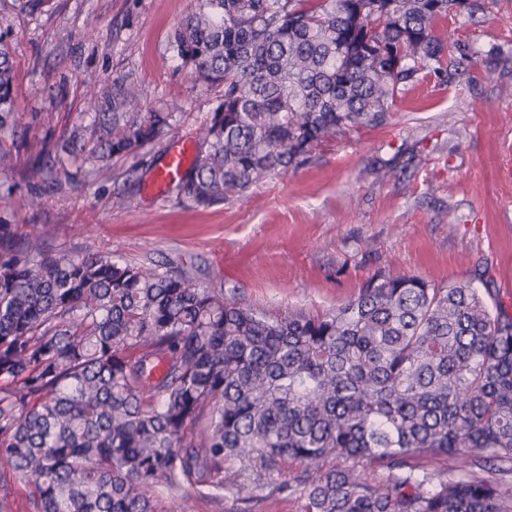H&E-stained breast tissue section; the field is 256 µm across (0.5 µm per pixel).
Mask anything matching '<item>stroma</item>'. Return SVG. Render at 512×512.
Wrapping results in <instances>:
<instances>
[{"label": "stroma", "instance_id": "35a3bbf8", "mask_svg": "<svg viewBox=\"0 0 512 512\" xmlns=\"http://www.w3.org/2000/svg\"><path fill=\"white\" fill-rule=\"evenodd\" d=\"M199 0H0V41L13 61L12 112L0 148V224L44 235L51 248L109 252L138 263L188 261L204 284H223L266 310L322 311L353 298L378 272L437 285L493 280L512 312V0L447 25L474 51L466 74L421 72L387 126L359 128L276 175L206 208L177 188L147 186L172 144L192 139L220 92L195 83L170 48ZM96 89L138 95L146 112L173 113L168 132L137 154L78 158L50 179L32 175L26 143L54 150L86 112L84 76ZM138 205L113 207L114 193ZM38 207H29L31 195ZM177 512H302L303 493H263L244 504L192 491Z\"/></svg>", "mask_w": 512, "mask_h": 512}]
</instances>
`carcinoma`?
Listing matches in <instances>:
<instances>
[{
  "instance_id": "obj_1",
  "label": "carcinoma",
  "mask_w": 512,
  "mask_h": 512,
  "mask_svg": "<svg viewBox=\"0 0 512 512\" xmlns=\"http://www.w3.org/2000/svg\"><path fill=\"white\" fill-rule=\"evenodd\" d=\"M454 0H202L171 46L206 89L207 148L178 181L208 207L306 162L332 136L388 123L428 70L448 74ZM12 64L0 43V127ZM88 109L101 159L157 141L171 112L116 92ZM27 146L33 174L77 157ZM492 280L377 273L325 312H267L191 263L49 252L0 224V466L33 512H171L186 489L251 500L302 467L303 512H512V314ZM414 454L445 474L402 475ZM339 458V468H323ZM394 471L375 483L357 469ZM408 464L416 473L448 470V459L445 456H431L428 454L413 455L408 459Z\"/></svg>"
}]
</instances>
